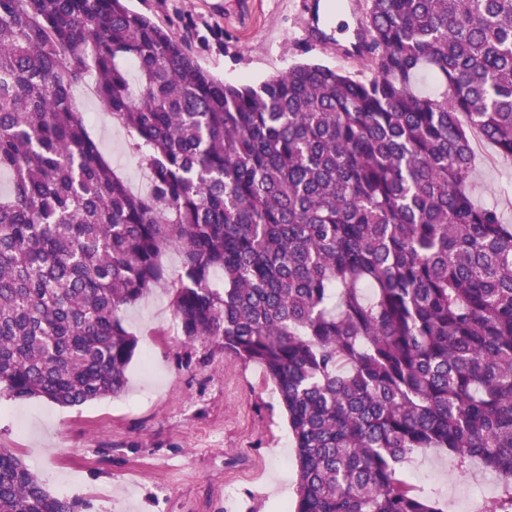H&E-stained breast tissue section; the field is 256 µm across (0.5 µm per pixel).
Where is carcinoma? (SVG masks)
I'll return each mask as SVG.
<instances>
[{
	"mask_svg": "<svg viewBox=\"0 0 512 512\" xmlns=\"http://www.w3.org/2000/svg\"><path fill=\"white\" fill-rule=\"evenodd\" d=\"M370 76L226 83L128 0H0V392L124 391L123 311L170 280L192 341L261 365L295 448L291 512H444L397 468L474 460L512 512V224L471 136L512 157V0H366ZM135 67L137 79L129 78ZM145 164L136 195L78 111ZM0 512H78L0 448Z\"/></svg>",
	"mask_w": 512,
	"mask_h": 512,
	"instance_id": "carcinoma-1",
	"label": "carcinoma"
}]
</instances>
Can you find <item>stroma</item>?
I'll use <instances>...</instances> for the list:
<instances>
[{"label":"stroma","instance_id":"35a3bbf8","mask_svg":"<svg viewBox=\"0 0 512 512\" xmlns=\"http://www.w3.org/2000/svg\"><path fill=\"white\" fill-rule=\"evenodd\" d=\"M305 0H129L183 40L202 68L231 83H258L305 61L359 73L308 23ZM92 134L114 169L136 184L138 158L94 98ZM474 201L512 224V159L474 142ZM174 292L159 287L127 308L138 348L123 393L62 407L0 395V448L80 512H290L295 450L279 396L261 367L231 360L220 340L191 341L170 329ZM400 478L446 512H474L501 485L481 464L458 470L440 450L415 451Z\"/></svg>","mask_w":512,"mask_h":512}]
</instances>
